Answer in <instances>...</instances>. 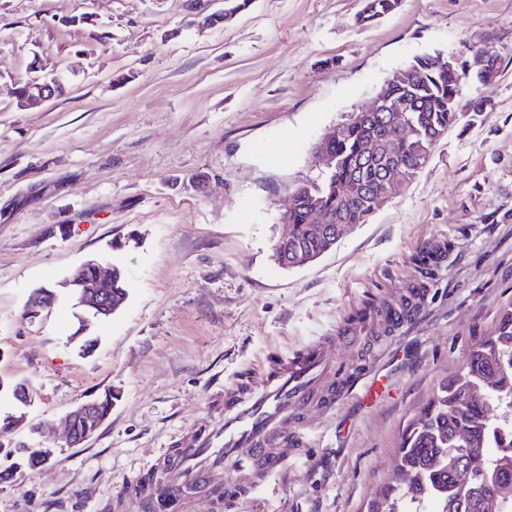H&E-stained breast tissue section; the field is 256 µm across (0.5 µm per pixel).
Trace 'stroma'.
<instances>
[{"label": "stroma", "mask_w": 512, "mask_h": 512, "mask_svg": "<svg viewBox=\"0 0 512 512\" xmlns=\"http://www.w3.org/2000/svg\"><path fill=\"white\" fill-rule=\"evenodd\" d=\"M362 7L249 0L201 27L224 0H0V380L35 397L0 443L53 451L0 481V512H111L237 374L421 285L415 325L336 345L340 368L385 375L380 403L312 412L305 456L239 512H368L398 483L406 426L512 307V0H402L367 25ZM477 47L501 70L464 88L483 111L329 252L280 268L279 220L319 180L321 137L414 57ZM37 74L65 91L21 108L11 90ZM437 241L428 274L412 257ZM90 258L130 291L85 326L64 283ZM42 287L58 301L29 316ZM108 390V419L68 446L62 417Z\"/></svg>", "instance_id": "obj_1"}]
</instances>
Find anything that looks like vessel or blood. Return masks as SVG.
I'll return each instance as SVG.
<instances>
[{
  "instance_id": "vessel-or-blood-1",
  "label": "vessel or blood",
  "mask_w": 512,
  "mask_h": 512,
  "mask_svg": "<svg viewBox=\"0 0 512 512\" xmlns=\"http://www.w3.org/2000/svg\"><path fill=\"white\" fill-rule=\"evenodd\" d=\"M419 309L410 295L385 317L391 330L411 325ZM374 312H358L337 335L322 336L285 356L260 362L249 376L226 386L212 401L213 420L192 427L154 462V477L134 485L137 501L166 512L173 505L208 495L214 512L250 500L309 447L310 408L333 410L348 398L372 406L379 395L371 370L336 371L332 352L337 336L368 327Z\"/></svg>"
}]
</instances>
